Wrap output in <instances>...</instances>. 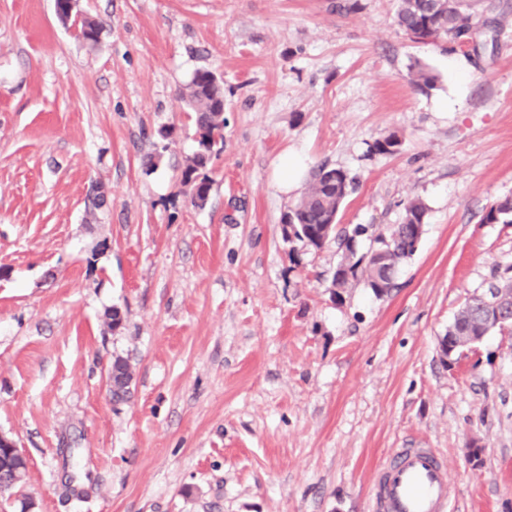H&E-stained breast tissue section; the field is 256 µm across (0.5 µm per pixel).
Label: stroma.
I'll list each match as a JSON object with an SVG mask.
<instances>
[{"instance_id":"35a3bbf8","label":"stroma","mask_w":512,"mask_h":512,"mask_svg":"<svg viewBox=\"0 0 512 512\" xmlns=\"http://www.w3.org/2000/svg\"><path fill=\"white\" fill-rule=\"evenodd\" d=\"M77 4L98 44L54 0H0V433L28 464L0 512H372L379 465L414 447L447 459L453 512H512V333L438 350L512 268V224L482 221L512 197V0H470L455 49L405 35L397 0ZM200 69L225 118L201 208L180 98ZM322 164L356 179L337 227H365L359 251L425 203L389 295L334 296L335 244L284 239Z\"/></svg>"}]
</instances>
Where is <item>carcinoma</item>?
Returning a JSON list of instances; mask_svg holds the SVG:
<instances>
[{"instance_id":"1","label":"carcinoma","mask_w":512,"mask_h":512,"mask_svg":"<svg viewBox=\"0 0 512 512\" xmlns=\"http://www.w3.org/2000/svg\"><path fill=\"white\" fill-rule=\"evenodd\" d=\"M396 21L408 36L429 37L434 44L459 47L469 44L477 30L472 14L465 9V0H399ZM182 97L194 113L196 128V147L182 171V184L191 200L204 201L212 189L211 161L224 144V87L217 83L214 72L199 70ZM354 184L355 178L347 172L321 167L299 203L286 215L284 223L288 224V233L284 237L316 250L323 248L328 242L325 225L339 212ZM425 215L426 206L422 201H408L402 223L392 224L386 233L378 234L386 248L384 263L377 266L370 262L352 271L351 279L343 282V288L362 282L379 297L384 289L396 287L393 276L396 267L414 254L411 225L424 223ZM482 221L512 224V198L493 203ZM487 299L489 296L484 294L469 296L448 326L443 339L448 341V351L453 358H459L487 334L484 320ZM14 468V463L0 459V487L6 492L19 488V483L14 481Z\"/></svg>"}]
</instances>
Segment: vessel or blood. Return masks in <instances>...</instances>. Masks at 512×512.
Instances as JSON below:
<instances>
[{
  "mask_svg": "<svg viewBox=\"0 0 512 512\" xmlns=\"http://www.w3.org/2000/svg\"><path fill=\"white\" fill-rule=\"evenodd\" d=\"M448 463L430 448L392 449L375 477V512H448Z\"/></svg>",
  "mask_w": 512,
  "mask_h": 512,
  "instance_id": "obj_1",
  "label": "vessel or blood"
}]
</instances>
